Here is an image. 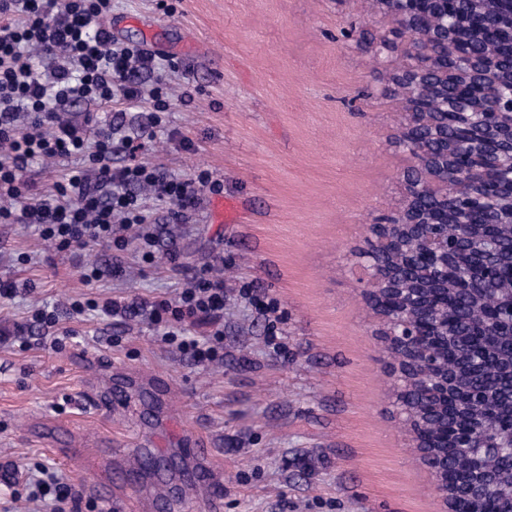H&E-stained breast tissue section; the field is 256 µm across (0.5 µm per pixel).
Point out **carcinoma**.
I'll list each match as a JSON object with an SVG mask.
<instances>
[{
    "label": "carcinoma",
    "mask_w": 512,
    "mask_h": 512,
    "mask_svg": "<svg viewBox=\"0 0 512 512\" xmlns=\"http://www.w3.org/2000/svg\"><path fill=\"white\" fill-rule=\"evenodd\" d=\"M445 4H431V13L412 18L408 27L415 32L413 44L419 62L432 60L431 66L391 78L392 94L405 102L410 119L417 126L415 135L424 152V169L411 168L413 183H429L431 173L441 167L455 170L462 152L461 142L454 133L438 123L436 112L443 106L454 110L458 106L457 89L481 78L497 85L499 90L512 89V4L509 0H459L456 21L443 26ZM476 135L471 152L483 156L482 170L492 176L498 169L512 168V155L500 152L501 134L508 128L492 130L473 125ZM483 179L448 182V249L450 260L459 272L476 271L484 264L485 235L493 232L502 246L501 262H512V189L503 187L487 209L474 213L459 238L455 224L453 196L481 190ZM440 191L425 187L409 191L405 207L389 217L395 224L392 243L384 255L386 264L395 272L384 292L389 312L405 320L429 321L423 349L430 359L429 373H448L464 365L468 349L483 357L481 375L489 380L499 378L512 362V348L500 342L499 329L485 325L494 302L512 297V274L492 280L493 293L465 292L453 277L446 279L431 265L414 258L425 251V226L429 225ZM417 290L422 301L412 310L405 309L399 297L403 291ZM397 389L395 398L408 412L416 439L426 450L448 453V490L473 479L479 473L494 477L492 495L482 502L458 501L460 512H501L512 502V466L498 457L478 459L454 451L457 442L482 439L489 431L496 433L504 444L512 443V429L506 424L512 416V401L495 389L463 400L460 411L457 400H421L411 386Z\"/></svg>",
    "instance_id": "obj_1"
}]
</instances>
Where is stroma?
Here are the masks:
<instances>
[{
	"label": "stroma",
	"mask_w": 512,
	"mask_h": 512,
	"mask_svg": "<svg viewBox=\"0 0 512 512\" xmlns=\"http://www.w3.org/2000/svg\"><path fill=\"white\" fill-rule=\"evenodd\" d=\"M392 24L373 0H112L121 43L171 57L167 136L146 160L168 174L213 170L238 217L215 223L209 205L163 228L154 263L136 252L124 272L84 284L69 253L33 227L0 224V331L26 324L33 304L60 312L63 349L35 335L31 346L0 343V465L24 477L43 469L82 486L94 456L71 461L80 434L105 432L128 456L151 440L171 467L182 440L207 451L223 500L193 494L192 512H441L431 476L392 413L394 380L374 334L359 255L373 217L405 204L403 175L414 161L395 142L408 122L389 91L409 64L403 51L375 59L370 45ZM191 102H184L183 93ZM183 271H173L169 251ZM231 270L224 280V362L198 367L161 344L144 321L114 326L72 316L82 297L176 296L186 273ZM253 285L278 303L269 324L238 295ZM120 377H158L170 388L158 410L102 416L80 399Z\"/></svg>",
	"instance_id": "obj_1"
}]
</instances>
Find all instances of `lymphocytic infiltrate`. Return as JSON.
Instances as JSON below:
<instances>
[{
    "mask_svg": "<svg viewBox=\"0 0 512 512\" xmlns=\"http://www.w3.org/2000/svg\"><path fill=\"white\" fill-rule=\"evenodd\" d=\"M112 0H0V223L34 226L40 238L61 251L89 247L109 251L112 262L80 270L85 283L120 275L130 247L149 251L155 243L153 213L132 191L141 185L168 206L173 220L197 209L204 193L220 194L224 181L209 169L190 178L167 175L142 160L158 122L148 117L134 135L117 138V127L79 123L71 104H145L168 109L162 96L164 65L138 46L116 43L108 21ZM154 75L153 84L137 72ZM128 164H111L114 151ZM91 152L95 166L75 168L43 192L27 196L24 175L44 158L66 160ZM70 311L110 318H141L196 366L224 359V280L210 269L194 272L175 297L73 300ZM207 327L205 340L192 337Z\"/></svg>",
    "mask_w": 512,
    "mask_h": 512,
    "instance_id": "f902f5d3",
    "label": "lymphocytic infiltrate"
}]
</instances>
